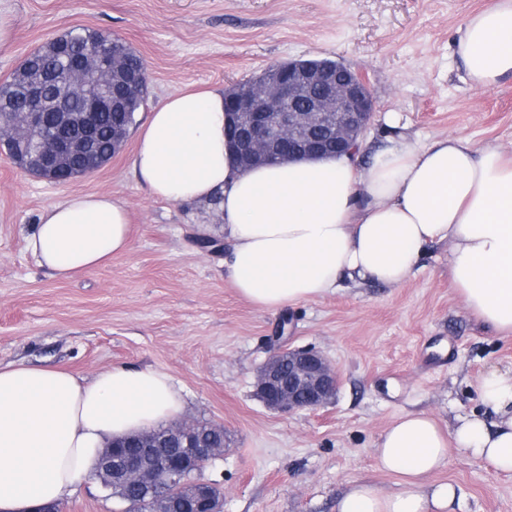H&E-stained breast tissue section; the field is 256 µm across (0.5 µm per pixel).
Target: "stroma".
<instances>
[{"label": "stroma", "mask_w": 512, "mask_h": 512, "mask_svg": "<svg viewBox=\"0 0 512 512\" xmlns=\"http://www.w3.org/2000/svg\"><path fill=\"white\" fill-rule=\"evenodd\" d=\"M485 0H10L13 35L0 47V83L47 40L73 28L128 41L150 73L149 110L187 87L230 89L294 59L341 61L366 74L376 114L369 143L402 132L464 136L512 152V76L464 82L458 29ZM138 139L93 175L65 185L34 178L0 152V365H53L84 377L119 365L158 368L182 387L183 420L220 423L224 455L203 470L224 512H336L355 481L399 488L373 448L399 415L424 412L445 431L481 411L477 382L512 371V338L478 323L448 279V245L432 246L403 284L346 282L278 310L238 294L209 203L152 197L136 178ZM72 193H109L130 215L131 244L109 266L60 281L27 238L44 208ZM312 346L335 366V400L280 413L256 395L276 339ZM432 482L457 488L455 512H512V475L457 448ZM64 512H121L100 481Z\"/></svg>", "instance_id": "35a3bbf8"}]
</instances>
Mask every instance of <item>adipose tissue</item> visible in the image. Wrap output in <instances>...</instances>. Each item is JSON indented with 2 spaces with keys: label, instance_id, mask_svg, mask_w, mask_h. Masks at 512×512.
<instances>
[{
  "label": "adipose tissue",
  "instance_id": "1",
  "mask_svg": "<svg viewBox=\"0 0 512 512\" xmlns=\"http://www.w3.org/2000/svg\"><path fill=\"white\" fill-rule=\"evenodd\" d=\"M472 83L512 74V0H488L458 30ZM133 169L168 202L216 201L238 293L266 310L334 293L347 279L398 285L429 248L447 243L448 277L469 314L512 337V157L463 138H391L369 164L341 156L244 169L224 140V91L184 90L155 106ZM40 266L70 280L107 267L129 248L124 205L72 194L46 207L28 239ZM483 413L445 433L408 412L382 433L381 467L400 475L385 495L353 484L337 512H453L452 484H427L449 447L512 474V373L478 385ZM184 402L159 369L114 366L85 378L59 367L0 366V512H35L74 495L106 443L159 428Z\"/></svg>",
  "mask_w": 512,
  "mask_h": 512
}]
</instances>
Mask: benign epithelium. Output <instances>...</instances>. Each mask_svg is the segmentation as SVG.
Masks as SVG:
<instances>
[{
    "instance_id": "benign-epithelium-1",
    "label": "benign epithelium",
    "mask_w": 512,
    "mask_h": 512,
    "mask_svg": "<svg viewBox=\"0 0 512 512\" xmlns=\"http://www.w3.org/2000/svg\"><path fill=\"white\" fill-rule=\"evenodd\" d=\"M87 107L78 117H66L39 143L43 165L53 176L45 180L65 184L72 176L58 171L62 160L78 156L81 172L89 176L101 168L88 148L97 114L107 110L108 94H88ZM225 136L244 168L294 158H318L358 150L375 115V101L365 73L329 59L291 60L264 70L256 80L225 92ZM45 112L32 96L23 118L12 125L13 139L1 140L6 154L16 141L43 126ZM257 392L265 406L277 412L317 410L332 403L338 389L335 367L314 347L278 348L257 371ZM186 455L173 456L164 468L147 471L133 458L123 459L117 475L134 485L163 494L192 469L224 455V447L209 446L197 435L195 424L182 422L169 428ZM154 437L151 432L112 442L99 456L95 470L105 483L112 482V462L121 449ZM215 483L195 480L191 496L182 500V512H222L213 495Z\"/></svg>"
}]
</instances>
